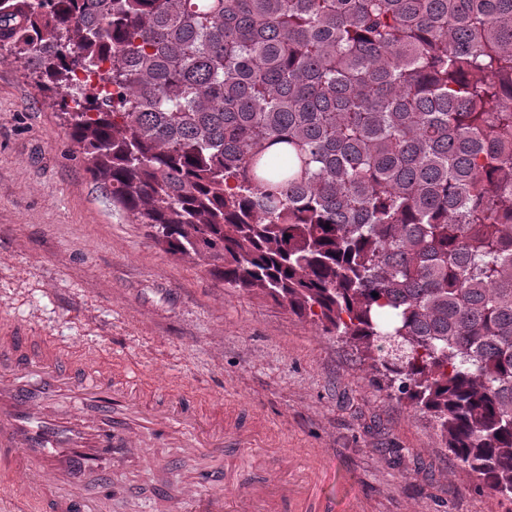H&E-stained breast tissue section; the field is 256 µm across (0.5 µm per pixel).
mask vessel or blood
I'll return each mask as SVG.
<instances>
[{"mask_svg": "<svg viewBox=\"0 0 512 512\" xmlns=\"http://www.w3.org/2000/svg\"><path fill=\"white\" fill-rule=\"evenodd\" d=\"M150 383L118 359L34 338L0 319V502L10 512H109L106 500L87 498L86 478L104 481L113 469L148 462L147 448L163 437L212 461L161 494L178 512H354L352 493L328 492L333 467L289 481L281 455L248 457L256 428L216 425L177 389L166 402L144 401ZM247 459L264 474L260 485L238 481Z\"/></svg>", "mask_w": 512, "mask_h": 512, "instance_id": "b4317fda", "label": "vessel or blood"}]
</instances>
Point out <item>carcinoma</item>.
Returning a JSON list of instances; mask_svg holds the SVG:
<instances>
[{"mask_svg": "<svg viewBox=\"0 0 512 512\" xmlns=\"http://www.w3.org/2000/svg\"><path fill=\"white\" fill-rule=\"evenodd\" d=\"M5 47L112 202L345 338L512 505V0H0Z\"/></svg>", "mask_w": 512, "mask_h": 512, "instance_id": "cac0c4a2", "label": "carcinoma"}]
</instances>
